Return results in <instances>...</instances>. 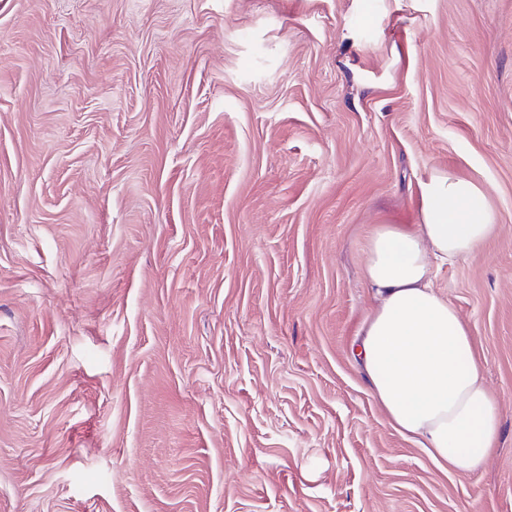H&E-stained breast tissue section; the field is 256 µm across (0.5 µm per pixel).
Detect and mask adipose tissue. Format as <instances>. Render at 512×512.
<instances>
[{
  "label": "adipose tissue",
  "mask_w": 512,
  "mask_h": 512,
  "mask_svg": "<svg viewBox=\"0 0 512 512\" xmlns=\"http://www.w3.org/2000/svg\"><path fill=\"white\" fill-rule=\"evenodd\" d=\"M422 222L371 234L365 279L379 300L355 348L367 382L397 431L418 438L444 471L468 475L493 453L497 399L470 330L432 286V263L468 258L493 231L482 191L451 174L421 187Z\"/></svg>",
  "instance_id": "adipose-tissue-1"
}]
</instances>
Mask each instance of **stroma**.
I'll use <instances>...</instances> for the list:
<instances>
[{
    "label": "stroma",
    "instance_id": "obj_1",
    "mask_svg": "<svg viewBox=\"0 0 512 512\" xmlns=\"http://www.w3.org/2000/svg\"><path fill=\"white\" fill-rule=\"evenodd\" d=\"M435 172L495 213L466 476L353 353ZM0 512H512V0H0Z\"/></svg>",
    "mask_w": 512,
    "mask_h": 512
}]
</instances>
